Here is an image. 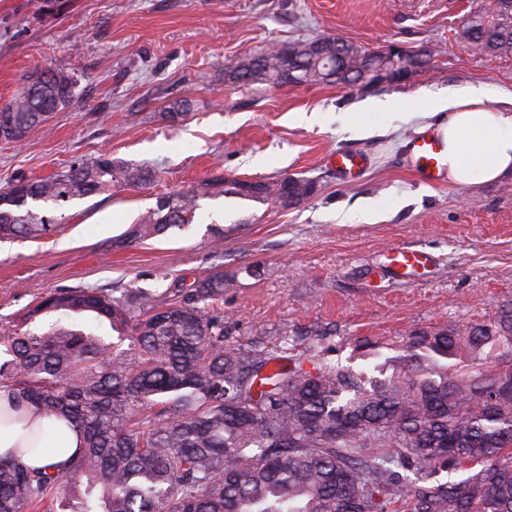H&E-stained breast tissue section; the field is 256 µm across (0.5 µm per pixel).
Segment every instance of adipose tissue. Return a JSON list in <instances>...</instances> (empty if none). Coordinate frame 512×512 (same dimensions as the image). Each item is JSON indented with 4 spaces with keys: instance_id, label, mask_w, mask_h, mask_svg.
Returning a JSON list of instances; mask_svg holds the SVG:
<instances>
[{
    "instance_id": "1",
    "label": "adipose tissue",
    "mask_w": 512,
    "mask_h": 512,
    "mask_svg": "<svg viewBox=\"0 0 512 512\" xmlns=\"http://www.w3.org/2000/svg\"><path fill=\"white\" fill-rule=\"evenodd\" d=\"M484 93L466 88L449 96L424 93L417 115L418 131L432 134L444 147L449 182L468 187L512 173V110L485 105ZM397 97L371 99L345 120L357 135L389 133ZM81 444L77 429L34 408H13L0 391V456H16L27 466L66 472Z\"/></svg>"
}]
</instances>
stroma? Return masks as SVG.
Instances as JSON below:
<instances>
[{
    "instance_id": "35a3bbf8",
    "label": "stroma",
    "mask_w": 512,
    "mask_h": 512,
    "mask_svg": "<svg viewBox=\"0 0 512 512\" xmlns=\"http://www.w3.org/2000/svg\"><path fill=\"white\" fill-rule=\"evenodd\" d=\"M485 0H0V104L27 77L61 69L73 101L19 144L0 139V187L41 178L102 153L150 168L140 188L73 201L38 240L0 243V334L50 292L140 288L153 305L171 290L222 269L229 342L324 333L336 362L372 369L360 340H401L428 327L491 318L512 300V176L472 187L430 184L414 170L417 135L409 112L422 92L483 88L487 103L512 108V56L474 53L462 20ZM338 36L375 51L397 43L431 56L432 68L380 88L225 84L224 69L267 43ZM192 107L170 121L184 94ZM396 96L401 114L387 136L357 137L341 113ZM316 112L318 122H299ZM361 154L344 179L328 159ZM221 175L313 181L308 201L283 206L205 198L192 224L131 247H113L157 197ZM373 202L374 222L340 220L341 209ZM223 235L224 249L212 240ZM429 256L398 276L390 248Z\"/></svg>"
}]
</instances>
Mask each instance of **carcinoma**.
Listing matches in <instances>:
<instances>
[{"instance_id": "cac0c4a2", "label": "carcinoma", "mask_w": 512, "mask_h": 512, "mask_svg": "<svg viewBox=\"0 0 512 512\" xmlns=\"http://www.w3.org/2000/svg\"><path fill=\"white\" fill-rule=\"evenodd\" d=\"M464 28L472 51L512 56V0ZM338 43L339 68L358 69L367 50ZM285 61L304 83L332 74L301 40L239 60L224 81L277 84ZM42 75L4 105L0 131L17 142L72 101L68 72ZM153 178L105 153L14 179L0 189V242L44 237L52 210ZM245 184L218 175L161 196L114 245L191 223L204 198L314 192L288 176ZM172 294L150 307L140 288L57 289L0 335V390L83 438L65 473L0 457V512H512V300L486 323L412 332L392 372L383 362L369 374L329 359L320 333L303 349L288 335L225 344L210 308L222 270Z\"/></svg>"}]
</instances>
